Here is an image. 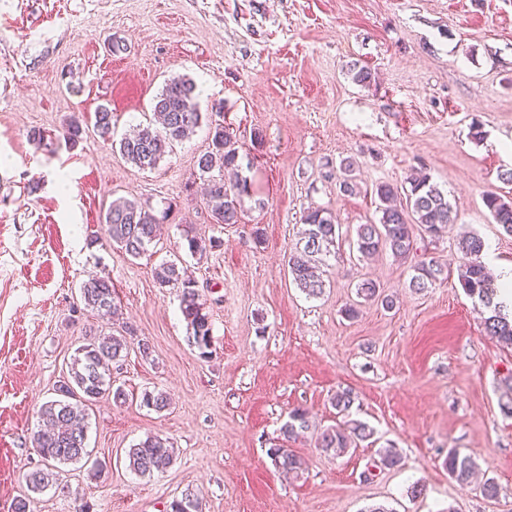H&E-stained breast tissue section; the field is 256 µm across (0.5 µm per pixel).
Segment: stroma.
Returning <instances> with one entry per match:
<instances>
[{
	"mask_svg": "<svg viewBox=\"0 0 512 512\" xmlns=\"http://www.w3.org/2000/svg\"><path fill=\"white\" fill-rule=\"evenodd\" d=\"M355 64L372 70L369 86L352 82ZM182 75L202 111L223 103L221 122L253 162L241 223L214 224L201 200L196 159L208 126L152 171L91 130L102 105L118 133L147 124L164 80ZM74 116L84 126L77 147L30 140ZM475 124L483 140L472 138ZM344 159L354 164L351 194L337 181ZM507 169L512 0H0V512L42 464L38 411L77 348L129 330L152 356L114 364L125 401L89 410V446L106 470L58 467L30 512H164L187 489L202 512H512V349L487 335L486 309L459 283L456 230L416 237L406 260L385 252L363 262L356 251L357 226L379 218L376 184L400 186L422 171L482 237L487 267H511L512 236L483 203L489 192L512 198L500 178ZM62 177L69 192L56 187ZM118 196L167 214L141 258L102 236ZM313 206L342 226L317 298L287 267ZM190 235L222 245L197 258ZM425 257L448 277L418 293L409 280ZM165 260L194 272L211 321L208 358L188 341L178 289L156 281ZM96 273L115 289L110 322L79 300ZM365 279L394 306L359 304L346 319ZM147 391L165 392L170 407H141ZM343 391L376 440L333 458L316 439L342 422L333 399ZM298 407L312 427L290 447L307 467L287 476L268 450ZM150 435L170 441L174 459L142 477L125 450ZM389 446L402 456L393 469L380 464ZM452 448L495 479L496 497L449 478Z\"/></svg>",
	"mask_w": 512,
	"mask_h": 512,
	"instance_id": "35a3bbf8",
	"label": "stroma"
}]
</instances>
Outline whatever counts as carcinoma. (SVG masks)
Segmentation results:
<instances>
[{"label": "carcinoma", "mask_w": 512, "mask_h": 512, "mask_svg": "<svg viewBox=\"0 0 512 512\" xmlns=\"http://www.w3.org/2000/svg\"><path fill=\"white\" fill-rule=\"evenodd\" d=\"M153 104L157 122L142 126L134 135L118 141L114 140L112 110L101 106L94 112V132L118 148L126 162L141 170L156 168L174 143L189 137L206 119L197 101L196 85L185 76L167 80ZM82 133L80 120L72 118L63 126L61 136L74 145ZM241 161L233 134L223 124H213L211 142L198 157L197 168L200 177H208L205 207L216 224L232 225L241 221V202L250 195L251 183L244 177L228 184L221 175L225 170L238 169ZM216 171L219 172L217 176L214 175ZM375 194L379 222L361 224L356 231L357 251L363 257L388 250L395 258L405 260L413 252L416 235L438 238L456 224L457 214L448 198L426 177L411 179L407 188L381 182L376 185ZM483 201L493 222L512 235V202L493 192L487 193ZM301 223L298 241L289 254L288 270L298 288L308 297L317 298L324 290L320 266L335 246L339 225L335 216L323 207L305 211ZM158 224L160 218L149 205L123 196L112 200L104 216L107 239L133 258L147 253L148 246L156 238ZM186 240L190 254L199 257L222 245L220 239L212 237L188 236ZM458 247L462 253V263L458 267L462 288L490 308L491 315L484 322L487 333L500 343L512 346V314L496 301L498 285L482 261V238L462 230L458 234ZM413 271L409 287L415 291L424 290L448 274L446 267L433 259L417 262ZM155 277L162 288L172 285L181 289L180 311L187 323L189 342L201 357H208L212 328L193 272L174 261H165L155 268ZM356 295L366 302L377 301L387 309L393 307V300L382 295L371 280L358 284ZM79 296L85 308L103 317L112 315L116 309L112 279L108 276H90L81 284ZM129 348L125 336L113 335L93 340L77 350L67 374L56 385L58 398L45 402L39 410L40 424L33 439L44 459V467L25 475L27 494L15 499L11 512H28L29 493H41L55 480L57 464L90 460L94 474L102 473L104 465L97 459L91 460L88 450L86 410L89 404L104 397L110 396L116 401L126 398L121 388L112 386L110 365L124 360ZM140 405L160 412L169 405V398L163 392L146 391L141 396ZM310 427L305 410L292 411L282 427L283 444L269 449V455L279 469L295 475L305 470L306 461L287 448L286 442L297 439ZM373 436L374 430L367 423L347 419L321 430L317 445L322 452L340 457L356 442ZM127 458L131 471L150 476L171 464L173 446L158 435L148 436L127 451ZM446 465L448 476L461 485L470 482L477 468L472 458L462 456L454 449L448 451ZM167 512H202L198 495L191 489L183 491L181 497L169 504Z\"/></svg>", "instance_id": "obj_1"}]
</instances>
